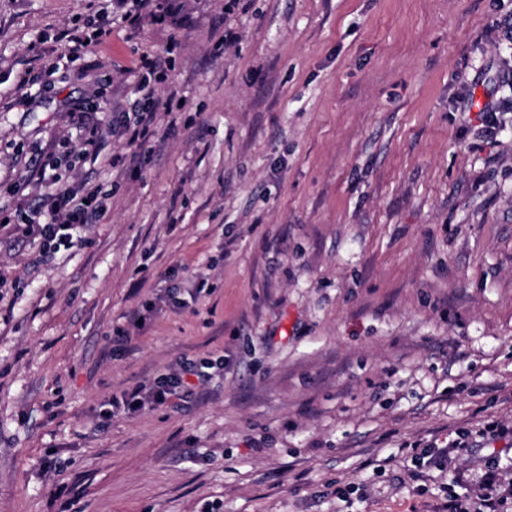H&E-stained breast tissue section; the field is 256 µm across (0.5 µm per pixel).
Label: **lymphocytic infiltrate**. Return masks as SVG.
Returning a JSON list of instances; mask_svg holds the SVG:
<instances>
[{"mask_svg":"<svg viewBox=\"0 0 512 512\" xmlns=\"http://www.w3.org/2000/svg\"><path fill=\"white\" fill-rule=\"evenodd\" d=\"M154 0H123L125 11L121 17H112L101 12L84 25H73L59 34L71 56L80 57L87 43H99L112 34L115 22L127 27L138 28L143 21L164 23L167 16L155 11ZM169 53L143 56L135 71L138 101L131 107L121 109L116 121L109 125H83L80 141L68 146L62 160L66 167L77 163L97 162L103 144L118 141L129 146L140 145L150 133L158 113H171L172 102L156 97L153 81L166 79L171 68ZM14 191L20 201L11 214H0V229L9 228L36 243L42 258H49L61 248L73 246L74 238L84 225L93 223L107 207V197L96 184L86 182L79 188L70 189L59 179H48L46 169L36 166L30 173L22 175L15 183ZM208 372L196 368H182L156 380L151 387H135L113 396V412L135 415L145 407H162L178 396L192 389L193 383H206ZM512 472V460L502 461L500 457L489 458L480 485L477 508H470L466 497L455 496L448 501V512H504L507 501L499 488L504 473Z\"/></svg>","mask_w":512,"mask_h":512,"instance_id":"lymphocytic-infiltrate-1","label":"lymphocytic infiltrate"}]
</instances>
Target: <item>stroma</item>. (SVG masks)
<instances>
[{
	"instance_id": "1",
	"label": "stroma",
	"mask_w": 512,
	"mask_h": 512,
	"mask_svg": "<svg viewBox=\"0 0 512 512\" xmlns=\"http://www.w3.org/2000/svg\"><path fill=\"white\" fill-rule=\"evenodd\" d=\"M107 4L0 0V211L143 55L185 102L65 174L108 197L75 247L0 231V512H444L512 457L478 434L512 428V0H157L57 62ZM185 363L209 383L101 419ZM126 10L120 17V21L127 27L136 29L141 26L145 19L158 24L166 22L165 13L155 11L152 4L156 0H119ZM115 17L109 12H99L92 21L88 19L81 27L75 23L59 33V41H63L71 56L76 59L81 57L83 49L92 43H100L112 35ZM88 40V43H85ZM463 443L452 444L448 448H464ZM448 448H435L433 445H409L407 456L415 463L416 469L412 472L415 479L424 477V468H443L448 458Z\"/></svg>"
}]
</instances>
